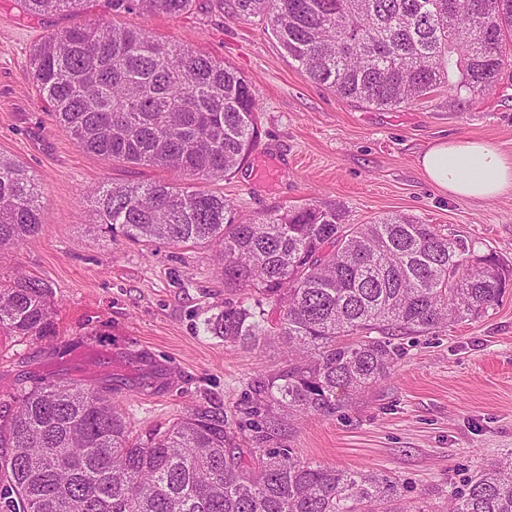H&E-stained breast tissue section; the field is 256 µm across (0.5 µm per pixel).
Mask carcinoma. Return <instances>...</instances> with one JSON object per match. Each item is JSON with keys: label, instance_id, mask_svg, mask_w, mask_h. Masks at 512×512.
<instances>
[{"label": "carcinoma", "instance_id": "obj_1", "mask_svg": "<svg viewBox=\"0 0 512 512\" xmlns=\"http://www.w3.org/2000/svg\"><path fill=\"white\" fill-rule=\"evenodd\" d=\"M108 16L50 33L30 75L54 123L83 151L170 179L112 181L92 196L97 223L145 247L208 248L224 293L204 320L247 350L280 345L287 364L254 380L270 441L293 416L334 415L388 376L398 336L476 321L512 285V268L435 224L388 213L347 224L334 204L244 218L207 184L234 174L259 135L260 105L234 66L157 39L146 25L194 0H20L32 16ZM317 85L369 106L412 105L440 88L483 97L512 64V0H229ZM43 192L0 154V248L38 234ZM52 288L0 275V332L40 337ZM0 512H412L373 473L311 465L283 447L242 448L224 404L206 397L163 430L133 435L112 391L38 382L0 402ZM444 512H512V457L448 497Z\"/></svg>", "mask_w": 512, "mask_h": 512}]
</instances>
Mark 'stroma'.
Instances as JSON below:
<instances>
[{
	"label": "stroma",
	"instance_id": "35a3bbf8",
	"mask_svg": "<svg viewBox=\"0 0 512 512\" xmlns=\"http://www.w3.org/2000/svg\"><path fill=\"white\" fill-rule=\"evenodd\" d=\"M120 22L145 23L135 14ZM72 23L0 0V153L34 175L47 210L34 240L0 250V274L38 276L54 297L52 335H0V398L41 378L109 386L143 437L207 393L223 402L237 443L255 441L252 384L281 367L284 354L233 347L204 331L225 298L210 251L116 241L97 224L89 190L161 173L82 151L37 100L31 50ZM145 24L159 39L231 63L252 83L261 107L256 150L234 176L210 185L242 215L320 202L342 209L350 224L405 213L512 265V194L454 198L418 164L436 141L456 137L512 156V65L476 103H451L438 90L377 109L313 83L260 25L228 17L219 0ZM276 440L306 462L389 476L408 507L438 512L451 490L512 452V293L485 318L406 340L389 376L336 415L294 421Z\"/></svg>",
	"mask_w": 512,
	"mask_h": 512
}]
</instances>
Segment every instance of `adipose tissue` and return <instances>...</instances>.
I'll return each instance as SVG.
<instances>
[{"instance_id": "obj_1", "label": "adipose tissue", "mask_w": 512, "mask_h": 512, "mask_svg": "<svg viewBox=\"0 0 512 512\" xmlns=\"http://www.w3.org/2000/svg\"><path fill=\"white\" fill-rule=\"evenodd\" d=\"M420 166L431 185L458 198L493 200L512 194V158L483 140L436 142L422 154Z\"/></svg>"}]
</instances>
